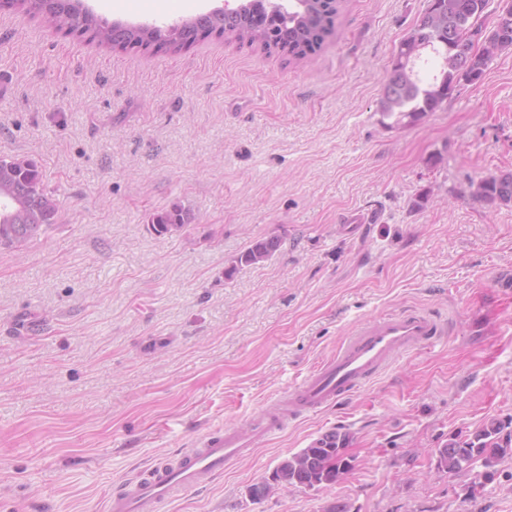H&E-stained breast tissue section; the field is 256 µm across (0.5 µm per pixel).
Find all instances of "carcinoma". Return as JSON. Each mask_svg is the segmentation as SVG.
<instances>
[{"label": "carcinoma", "instance_id": "1", "mask_svg": "<svg viewBox=\"0 0 512 512\" xmlns=\"http://www.w3.org/2000/svg\"><path fill=\"white\" fill-rule=\"evenodd\" d=\"M490 0H428L425 11L400 40L390 72L377 102L384 126L393 128L420 121L437 111L462 82L479 81L497 51L512 49V19L495 23L485 33L486 47L479 50L465 40V30L485 17ZM19 7L44 16L55 28L84 37L113 50L168 49L178 51L201 37L214 35L256 45L267 53L302 59L321 48L332 33L340 0L295 3L288 15L267 21L253 11L198 15L174 28L108 24L83 8L80 0H0V7ZM472 195L491 205L512 203V173L482 176L471 183ZM59 201L44 182L38 163L27 157L0 156V248H21L58 223ZM193 220L179 204L158 210L150 224L159 236L187 227ZM280 247L277 236L255 240L238 262L256 264ZM493 421L463 441L438 449V468L459 473L476 463L489 475L506 457L512 458V431ZM348 436L332 430L307 447L284 458L271 478L250 485L248 496L260 502L279 488L336 483L353 468L346 455Z\"/></svg>", "mask_w": 512, "mask_h": 512}]
</instances>
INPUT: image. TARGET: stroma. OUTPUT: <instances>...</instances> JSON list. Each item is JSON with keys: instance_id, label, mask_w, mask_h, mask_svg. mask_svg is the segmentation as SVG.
Instances as JSON below:
<instances>
[{"instance_id": "35a3bbf8", "label": "stroma", "mask_w": 512, "mask_h": 512, "mask_svg": "<svg viewBox=\"0 0 512 512\" xmlns=\"http://www.w3.org/2000/svg\"><path fill=\"white\" fill-rule=\"evenodd\" d=\"M428 0H342L295 60L209 37L112 51L0 10V156L41 164L59 224L0 248V512H104L149 466L249 431L355 327L420 309L447 333L349 398L289 421L163 512H512V460L482 487L437 450L512 418V50L423 120L376 112ZM194 220L157 236L151 213ZM354 212L365 224H348ZM279 236L257 264L237 258ZM348 432L336 484L247 486ZM472 195L491 205L512 203V173L482 176L471 183Z\"/></svg>"}]
</instances>
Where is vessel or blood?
I'll return each instance as SVG.
<instances>
[{
  "mask_svg": "<svg viewBox=\"0 0 512 512\" xmlns=\"http://www.w3.org/2000/svg\"><path fill=\"white\" fill-rule=\"evenodd\" d=\"M446 327L432 314L403 310L357 328L336 354L322 362L282 400L267 407L250 433L234 429L182 449L173 462L153 465L145 478L112 495L107 512H160L165 502L208 484L229 462L249 455L258 438L283 428L302 412H316L351 395L396 356L432 343Z\"/></svg>",
  "mask_w": 512,
  "mask_h": 512,
  "instance_id": "vessel-or-blood-1",
  "label": "vessel or blood"
}]
</instances>
